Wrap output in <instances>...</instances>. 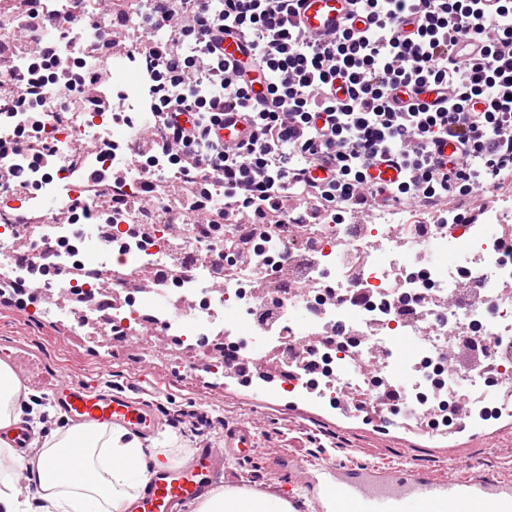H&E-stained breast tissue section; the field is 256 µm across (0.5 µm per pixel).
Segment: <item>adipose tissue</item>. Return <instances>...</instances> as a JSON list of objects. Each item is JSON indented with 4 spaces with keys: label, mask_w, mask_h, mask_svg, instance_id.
<instances>
[{
    "label": "adipose tissue",
    "mask_w": 512,
    "mask_h": 512,
    "mask_svg": "<svg viewBox=\"0 0 512 512\" xmlns=\"http://www.w3.org/2000/svg\"><path fill=\"white\" fill-rule=\"evenodd\" d=\"M78 451L75 475L57 473L61 449ZM157 451L145 448L136 434L119 427L74 426L43 438L28 481L36 493L21 499L17 491L20 458L0 439V512H122L143 487L150 467L159 465ZM196 512H296L287 501L251 491L230 489L210 494Z\"/></svg>",
    "instance_id": "1"
}]
</instances>
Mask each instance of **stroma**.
<instances>
[{
	"mask_svg": "<svg viewBox=\"0 0 512 512\" xmlns=\"http://www.w3.org/2000/svg\"><path fill=\"white\" fill-rule=\"evenodd\" d=\"M23 344L38 351L46 371L87 383L125 388L146 380L160 386L157 413L161 429L153 442L174 461L187 460L197 448L224 444V426L253 421L257 448L246 457H230L217 490L255 491L272 475L279 478L280 498H292L297 512H316L308 488L297 481L298 463L327 456L351 467L390 471L408 465L447 478L448 462L476 463L481 478L512 482V456L500 454L512 445V427L488 434L449 436L432 447L426 436L377 422L346 419L309 406H291L288 394L263 404L247 388L225 387L215 374H186L157 354L144 356L130 347L109 349L100 340L76 335L45 314L28 315L17 300L0 299V351Z\"/></svg>",
	"mask_w": 512,
	"mask_h": 512,
	"instance_id": "stroma-1",
	"label": "stroma"
}]
</instances>
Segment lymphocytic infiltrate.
I'll return each instance as SVG.
<instances>
[{"mask_svg": "<svg viewBox=\"0 0 512 512\" xmlns=\"http://www.w3.org/2000/svg\"><path fill=\"white\" fill-rule=\"evenodd\" d=\"M293 0H163L147 19L155 31L176 30L171 43L144 53L147 105L175 148L170 162L180 190L196 193L207 175L224 181V206L198 207L208 223L225 214L252 224H288L298 208L342 217L364 208H423L444 213L469 203L482 185L512 177V0L486 16L483 0H354L368 25L325 38L303 34ZM417 8L414 38L397 33L399 17ZM243 36L251 60L233 71L218 54L224 35ZM475 36L486 54L458 65L455 43ZM58 62L35 53L26 73L9 77L17 103L41 94ZM266 90L253 94L251 73ZM448 88L435 111L421 101L400 110L398 93ZM246 112L252 141L220 147L198 131L225 108ZM454 155L431 153L436 140ZM396 155V184L371 182L373 157Z\"/></svg>", "mask_w": 512, "mask_h": 512, "instance_id": "lymphocytic-infiltrate-1", "label": "lymphocytic infiltrate"}]
</instances>
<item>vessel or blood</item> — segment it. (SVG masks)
<instances>
[{
    "label": "vessel or blood",
    "mask_w": 512,
    "mask_h": 512,
    "mask_svg": "<svg viewBox=\"0 0 512 512\" xmlns=\"http://www.w3.org/2000/svg\"><path fill=\"white\" fill-rule=\"evenodd\" d=\"M353 14L351 0H299L296 7L298 25L311 35L336 33ZM253 133L248 117L233 110L225 111L221 123L203 131L221 144L246 143ZM8 361L73 423L119 426L141 436L154 434L160 426L154 412L155 391L142 386L119 390L47 375L41 356L22 345L9 353ZM256 446L257 435L250 423L225 428L223 447L205 446L186 463L151 469L144 490L128 512H179L212 488L227 457ZM302 482L320 512H478L483 505L490 506L491 512H512V483L442 481L407 466L385 472L343 467L329 460L314 472L304 473Z\"/></svg>",
    "instance_id": "1"
}]
</instances>
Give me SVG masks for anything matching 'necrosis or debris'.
Returning <instances> with one entry per match:
<instances>
[{
	"label": "necrosis or debris",
	"mask_w": 512,
	"mask_h": 512,
	"mask_svg": "<svg viewBox=\"0 0 512 512\" xmlns=\"http://www.w3.org/2000/svg\"><path fill=\"white\" fill-rule=\"evenodd\" d=\"M26 13L9 29L5 68L26 72L33 54L22 35ZM102 25L42 41L72 63L55 87L94 81L130 120L89 113L71 99L17 106L0 88V124L33 131L47 163L25 146L0 153L15 174L0 194V274L52 292V272L68 278L53 302L57 321L94 336H141L147 318L178 345L180 367L227 360L243 369L273 360L287 389L321 385L322 395L358 400L388 394L401 415L423 426L440 413L461 417L488 386L512 394V193L490 186L464 224L390 208L370 223L351 220L283 226L179 224L168 196L143 206L144 179L176 172L164 152L135 167L144 139L162 142L144 106L139 44L99 64ZM120 171L114 191L125 209L74 186V166ZM27 204L33 223L15 221ZM118 232H111V225Z\"/></svg>",
	"instance_id": "necrosis-or-debris-1"
}]
</instances>
